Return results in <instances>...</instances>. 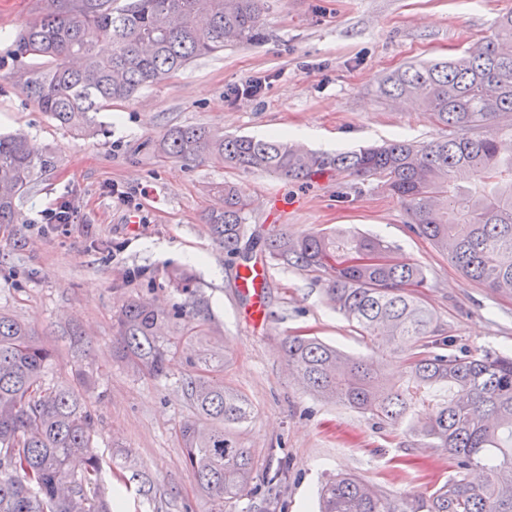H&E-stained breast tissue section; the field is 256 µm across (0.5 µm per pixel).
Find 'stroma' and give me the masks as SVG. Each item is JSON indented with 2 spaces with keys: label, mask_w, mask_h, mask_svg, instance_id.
Masks as SVG:
<instances>
[{
  "label": "stroma",
  "mask_w": 512,
  "mask_h": 512,
  "mask_svg": "<svg viewBox=\"0 0 512 512\" xmlns=\"http://www.w3.org/2000/svg\"><path fill=\"white\" fill-rule=\"evenodd\" d=\"M266 37L231 44L197 60L134 100L100 113V135L61 129L5 78L22 60L19 31L42 13L41 0H0V134L22 132L51 149L57 168L16 202V224L0 227V312L30 326L55 356L44 383L86 373L98 416L94 450L103 460L126 453L149 481L129 491L125 512H210L187 466L178 433L194 410L184 391L185 351L223 356L217 378L244 394L252 420L236 435L258 467L270 453L288 461L284 512H318L324 481L352 472L392 498L426 501L451 473L447 452L410 448L400 431L374 429L365 416L313 396L281 355L291 334L316 336L354 356L361 337L329 303L315 273L270 269L267 320L248 319L234 287L237 265L224 254L203 215L220 205L210 184L233 181L252 202L249 231L285 228L301 236L342 225L396 245L424 267L423 298L456 346L472 353H512V292L466 279L432 242L412 234L401 204L376 181L328 175L307 184L241 172L210 161L181 162L155 145L170 127L206 126L259 136L283 128L311 130L303 144L323 150L429 142L444 131L413 103L380 95L379 79L412 62L463 55L490 37L512 0H268ZM255 96L231 94L248 77ZM126 192V201L113 190ZM68 201L70 224H47L44 210ZM201 254L207 266L188 261ZM192 274V293L175 288L171 269ZM169 310L200 299L194 318L170 320L164 342L176 345L167 373L154 377L114 357L112 314L128 299Z\"/></svg>",
  "instance_id": "stroma-1"
}]
</instances>
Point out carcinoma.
Listing matches in <instances>:
<instances>
[{"instance_id":"obj_1","label":"carcinoma","mask_w":512,"mask_h":512,"mask_svg":"<svg viewBox=\"0 0 512 512\" xmlns=\"http://www.w3.org/2000/svg\"><path fill=\"white\" fill-rule=\"evenodd\" d=\"M51 8L17 36L35 63L10 73L40 111L80 136L98 132V112L157 85L228 43L258 42L267 0H50ZM382 95L418 101L448 135L422 144L316 153L274 135H224L198 126L168 129L157 151L181 161L212 160L244 171L305 183L321 174L375 180L396 198L409 226L429 239L469 279L512 290V11L493 37L457 58L407 64L384 76ZM57 165L48 148L24 135L0 134V224L15 223V200ZM224 209L204 219L229 258L242 249L250 200L234 183L212 187ZM274 266L319 274L336 312L373 351L399 357L394 380L364 356L315 336H288L283 354L299 382L327 401L368 416L376 428L403 429L415 448L454 459L452 474L414 505L379 493L354 474L320 491V512H512V356L452 350L453 340L420 289L425 269L395 246L345 229L294 237L281 229L255 241ZM183 316L130 299L114 315L122 356L159 376L175 354L161 324ZM53 351L24 323L0 313V512H122L93 449L95 414L78 384H43ZM185 379L194 418L179 426L198 488L224 504L263 492V512H277L288 464L252 486L255 462L234 428L253 418L242 394L214 378L212 355L190 360Z\"/></svg>"}]
</instances>
